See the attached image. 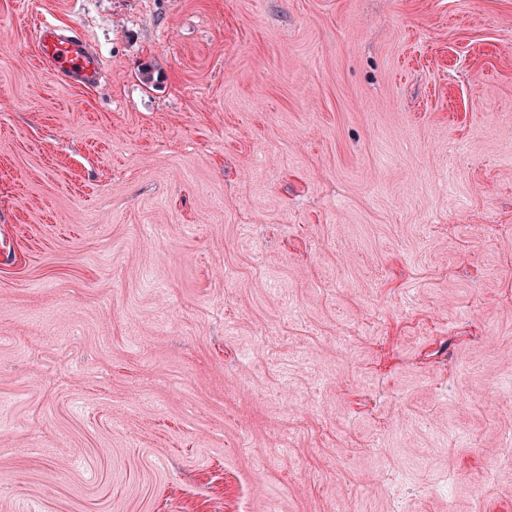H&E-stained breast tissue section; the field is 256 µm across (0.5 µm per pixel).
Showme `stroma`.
<instances>
[{"label":"stroma","instance_id":"35a3bbf8","mask_svg":"<svg viewBox=\"0 0 512 512\" xmlns=\"http://www.w3.org/2000/svg\"><path fill=\"white\" fill-rule=\"evenodd\" d=\"M507 487L512 0H0V512ZM39 59L63 80L92 86L99 78V61L79 35H64L51 25L38 30Z\"/></svg>","mask_w":512,"mask_h":512}]
</instances>
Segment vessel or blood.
Masks as SVG:
<instances>
[{"instance_id":"1","label":"vessel or blood","mask_w":512,"mask_h":512,"mask_svg":"<svg viewBox=\"0 0 512 512\" xmlns=\"http://www.w3.org/2000/svg\"><path fill=\"white\" fill-rule=\"evenodd\" d=\"M39 59L63 80L90 86L99 78V62L79 35L61 34L51 25L38 30Z\"/></svg>"}]
</instances>
